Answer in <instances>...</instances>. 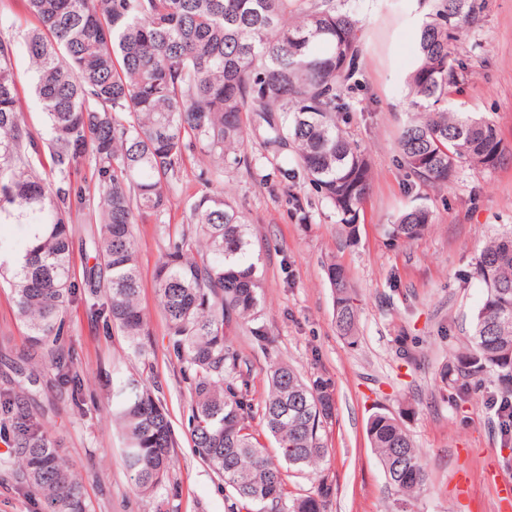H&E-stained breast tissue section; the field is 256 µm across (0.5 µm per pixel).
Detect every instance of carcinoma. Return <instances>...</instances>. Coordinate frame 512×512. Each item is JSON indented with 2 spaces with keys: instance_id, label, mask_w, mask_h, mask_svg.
<instances>
[{
  "instance_id": "1",
  "label": "carcinoma",
  "mask_w": 512,
  "mask_h": 512,
  "mask_svg": "<svg viewBox=\"0 0 512 512\" xmlns=\"http://www.w3.org/2000/svg\"><path fill=\"white\" fill-rule=\"evenodd\" d=\"M33 27L20 43L34 73V93L50 138L27 127L18 106L15 41L0 39V227L28 231L13 262H0L26 343L10 358L14 373L46 385L72 409L86 402L74 351L60 343L64 314L84 304L91 318L146 352L149 321L140 306L141 276L134 226L141 214L162 215L170 195L184 192L188 153L221 164L250 165V134L264 151L293 148L314 189L352 230L371 185L367 154L339 121L349 108L341 89L356 82L363 25L341 0H24ZM485 0H435L418 31L407 78L411 112L398 146L418 179L446 185L466 164L497 167L505 147L493 121L459 112L449 96L462 63L451 45L480 18ZM91 167L92 186L72 171ZM180 225H159L167 247L155 270L168 344L189 383L190 434L198 455L231 488L229 512H282V468L307 472L324 459L321 431L335 404L329 385L309 383L291 365L270 366L261 416L280 449L269 456L251 425L243 372L224 328L255 320L262 279L245 215L224 191L185 196ZM98 224L101 265L72 277L78 215ZM432 224L425 207L406 212L389 230L411 240ZM483 288L467 345L448 363L451 399L466 401L473 379L494 373L500 397L512 400V229L483 246L475 266ZM336 327L357 342L359 303L348 273L327 267ZM19 383L0 391L10 448L3 465L35 494L44 512H93L83 474L64 461L29 409ZM112 419L135 488L154 495L172 466L175 441L155 388L134 378L113 383ZM367 437L401 512L427 484L417 448L384 408ZM327 489L294 499L288 512H326Z\"/></svg>"
}]
</instances>
